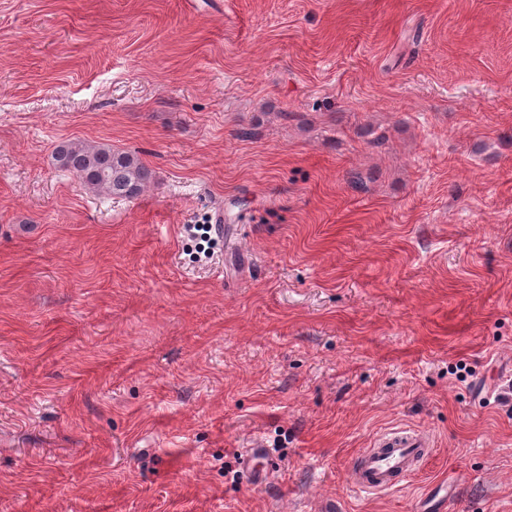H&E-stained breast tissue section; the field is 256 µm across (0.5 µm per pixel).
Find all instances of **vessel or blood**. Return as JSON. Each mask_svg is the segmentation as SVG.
Returning <instances> with one entry per match:
<instances>
[{"mask_svg": "<svg viewBox=\"0 0 512 512\" xmlns=\"http://www.w3.org/2000/svg\"><path fill=\"white\" fill-rule=\"evenodd\" d=\"M431 447L429 434L421 430L393 427L382 431L373 438L370 448L360 453L350 483L365 493L397 489L430 456Z\"/></svg>", "mask_w": 512, "mask_h": 512, "instance_id": "obj_1", "label": "vessel or blood"}]
</instances>
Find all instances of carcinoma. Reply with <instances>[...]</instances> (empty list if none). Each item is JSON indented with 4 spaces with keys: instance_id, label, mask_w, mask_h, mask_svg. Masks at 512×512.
I'll list each match as a JSON object with an SVG mask.
<instances>
[{
    "instance_id": "1",
    "label": "carcinoma",
    "mask_w": 512,
    "mask_h": 512,
    "mask_svg": "<svg viewBox=\"0 0 512 512\" xmlns=\"http://www.w3.org/2000/svg\"><path fill=\"white\" fill-rule=\"evenodd\" d=\"M53 158L74 174L84 187L99 196L135 198L151 181L152 173L134 153L106 145L63 140Z\"/></svg>"
}]
</instances>
